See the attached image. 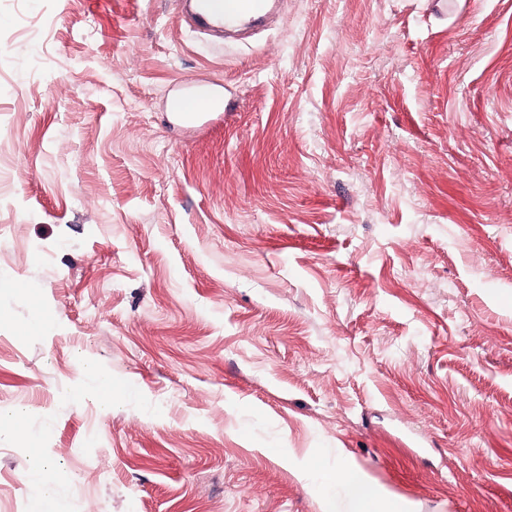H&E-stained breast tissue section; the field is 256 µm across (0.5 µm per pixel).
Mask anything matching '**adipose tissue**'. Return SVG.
Masks as SVG:
<instances>
[{"label": "adipose tissue", "instance_id": "adipose-tissue-1", "mask_svg": "<svg viewBox=\"0 0 512 512\" xmlns=\"http://www.w3.org/2000/svg\"><path fill=\"white\" fill-rule=\"evenodd\" d=\"M12 431L25 438L36 477L31 499V512H56L57 479L53 470L41 467L43 450L36 437L28 435L22 419H15ZM326 485L336 491L341 512H410L408 504L395 497H386L380 487L355 468H335L324 475Z\"/></svg>", "mask_w": 512, "mask_h": 512}]
</instances>
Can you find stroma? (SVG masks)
<instances>
[{"label": "stroma", "mask_w": 512, "mask_h": 512, "mask_svg": "<svg viewBox=\"0 0 512 512\" xmlns=\"http://www.w3.org/2000/svg\"><path fill=\"white\" fill-rule=\"evenodd\" d=\"M0 179V420L59 512H333L340 461L512 512V0H280L240 45L0 0ZM79 371L82 376H91L96 384L93 393L94 402L102 409L112 407L118 400V395L112 390V380L99 371L93 364H81ZM12 431L17 436L26 439L29 457L34 465L33 473L36 477L34 492L31 499V512H56V486L57 479L52 469L41 467L43 449L39 440L27 433L21 417L13 420Z\"/></svg>", "instance_id": "1"}]
</instances>
